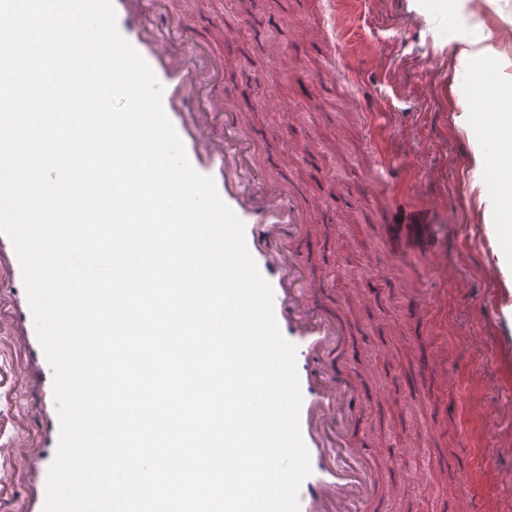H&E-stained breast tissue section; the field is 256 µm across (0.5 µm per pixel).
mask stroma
<instances>
[{
	"mask_svg": "<svg viewBox=\"0 0 512 512\" xmlns=\"http://www.w3.org/2000/svg\"><path fill=\"white\" fill-rule=\"evenodd\" d=\"M424 2L439 11L431 33L405 0H194L192 30L215 35L264 173L288 176L315 210L308 264L351 323L336 367L370 393L354 437L381 446L390 512H507L512 319L484 299L491 274L512 271V170L498 212L483 215L460 160L491 166L512 150L511 131L472 118L496 66L469 55L512 57V0ZM335 10L348 13L337 29ZM336 55L352 64L347 81L333 78ZM306 141L316 149L303 155ZM421 203L432 209L421 233L452 281L389 248L395 220ZM413 297L430 307L407 308Z\"/></svg>",
	"mask_w": 512,
	"mask_h": 512,
	"instance_id": "1",
	"label": "stroma"
}]
</instances>
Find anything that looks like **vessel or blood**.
Returning a JSON list of instances; mask_svg holds the SVG:
<instances>
[{"label":"vessel or blood","mask_w":512,"mask_h":512,"mask_svg":"<svg viewBox=\"0 0 512 512\" xmlns=\"http://www.w3.org/2000/svg\"><path fill=\"white\" fill-rule=\"evenodd\" d=\"M121 35L140 53L163 88V108L194 170L211 177L222 200L244 225L250 255L274 291V314L283 336L296 348L302 393L300 431L311 473L298 495L299 512H374L384 477L372 470L370 451L350 447L348 430L366 414L359 375L335 368L346 320L316 303L302 244L313 222L294 184L258 175L259 154L241 112L224 105V68L208 41H190V18L174 0H113ZM193 53H185L186 42ZM488 303L495 316L512 306V277L499 276ZM0 335L24 339L19 374H0V512H43L49 468L59 442L53 371L38 341L11 240L0 234ZM37 393L42 419L40 445L20 402ZM26 477V491L17 480Z\"/></svg>","instance_id":"obj_1"}]
</instances>
